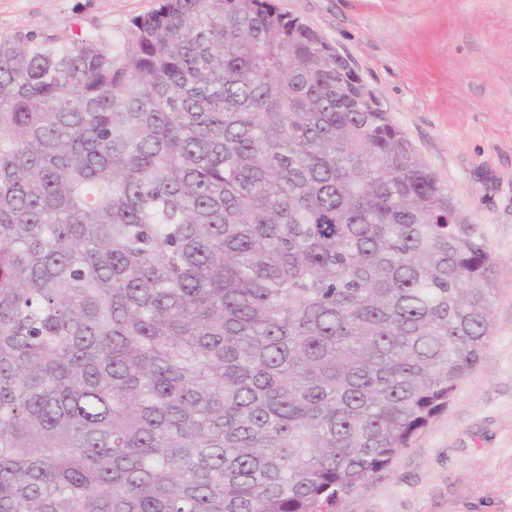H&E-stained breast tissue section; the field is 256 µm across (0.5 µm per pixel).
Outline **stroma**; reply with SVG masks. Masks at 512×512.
I'll return each mask as SVG.
<instances>
[{"mask_svg":"<svg viewBox=\"0 0 512 512\" xmlns=\"http://www.w3.org/2000/svg\"><path fill=\"white\" fill-rule=\"evenodd\" d=\"M320 33L482 225L500 263L492 333L447 410L337 512H512V0H277ZM157 0H0V39L106 32Z\"/></svg>","mask_w":512,"mask_h":512,"instance_id":"obj_1","label":"stroma"}]
</instances>
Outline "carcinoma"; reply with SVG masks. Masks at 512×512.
<instances>
[{
	"mask_svg": "<svg viewBox=\"0 0 512 512\" xmlns=\"http://www.w3.org/2000/svg\"><path fill=\"white\" fill-rule=\"evenodd\" d=\"M497 269L277 0L0 39V512H335L475 369Z\"/></svg>",
	"mask_w": 512,
	"mask_h": 512,
	"instance_id": "carcinoma-1",
	"label": "carcinoma"
}]
</instances>
